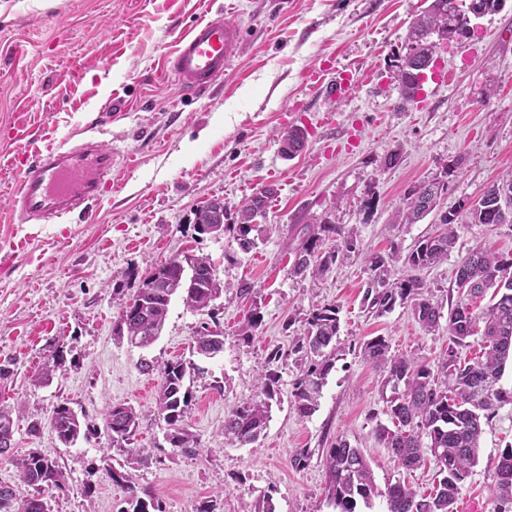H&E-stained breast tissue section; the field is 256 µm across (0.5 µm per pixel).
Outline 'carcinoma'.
<instances>
[{
	"mask_svg": "<svg viewBox=\"0 0 512 512\" xmlns=\"http://www.w3.org/2000/svg\"><path fill=\"white\" fill-rule=\"evenodd\" d=\"M473 19L470 7L459 0H431L428 8L412 23L407 53L401 59L398 79L403 95L412 99L418 89L420 72L448 37L461 33ZM303 129L294 127L281 135L282 152L292 154L305 144ZM445 183L436 181L411 191L404 224H414L433 211L439 203ZM272 190L255 192L237 212L232 224L223 225V233L232 236L238 246L248 251L257 245L260 225L256 217L264 212ZM469 224L512 223V173L500 183L490 185L466 213L450 209L441 214L439 229L418 240L403 259V273L394 269V254L372 253L367 256L368 281L363 295L365 310L376 316L391 312L396 306L411 308L414 320L431 334L440 329L442 304L433 299L420 272L448 259L456 240L455 228L461 220ZM336 241L334 248L322 249L324 240ZM357 231L335 224L309 228L296 246L293 273L323 277L341 258L356 252ZM183 258L175 256L160 264L140 280L134 294L121 309L116 321V335L135 347L150 346L160 335L174 297L194 311L208 308L219 288H206L204 282L214 269L202 267L192 274L179 276ZM457 300L448 306V350L437 368L404 355L390 354L383 336L360 343L365 361L380 371V396L390 416L391 425L377 424L375 437L399 464L415 469L434 464L439 479L428 494H419L396 482L385 493L386 512H454L461 484L472 475L478 462L483 424L502 405L512 403V389L499 382L507 363H512V257L506 258L481 246L473 248L459 262L455 278ZM492 291L494 303L476 315L469 299ZM340 307L335 303L318 305L304 319L303 335L292 348L276 347L267 356V364L293 356L299 373L292 383L291 406L301 417L316 408V402L329 372L335 367L340 349L336 339L340 327ZM260 312L246 316L241 340L248 343L261 325ZM477 336L483 346L482 356L472 363H461L457 347ZM193 350L208 358L224 350L222 333L207 326L194 336ZM188 365L169 361L161 368V383L155 397L154 412L168 427L171 447L185 455L196 454L198 438L185 423L191 391L186 385ZM277 371L266 368L258 378V393L250 401L233 407L224 418V437L239 444L254 443L266 428L272 402L278 400ZM140 415L125 403H110L104 413L105 428L112 444H127L139 427ZM49 425L58 440L76 441L82 424L66 403L54 406ZM14 422L10 411L0 409V455L13 449ZM324 493L327 503L338 512H356L359 502L369 503L377 493L370 466L362 451L339 438L323 456ZM18 485L0 484V512H47L43 494L68 491L64 472L40 450L31 449L18 463ZM33 489L25 494L22 488ZM129 508L124 512H164L152 492L128 488ZM495 499L497 512L512 508V447L500 455L496 469Z\"/></svg>",
	"mask_w": 512,
	"mask_h": 512,
	"instance_id": "1",
	"label": "carcinoma"
}]
</instances>
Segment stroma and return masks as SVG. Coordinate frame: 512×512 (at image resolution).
Listing matches in <instances>:
<instances>
[{
  "mask_svg": "<svg viewBox=\"0 0 512 512\" xmlns=\"http://www.w3.org/2000/svg\"><path fill=\"white\" fill-rule=\"evenodd\" d=\"M431 0H0V407L13 408L17 453L39 449L68 479L64 494H45L48 512H124L128 493L117 470L160 498L165 512H333L323 454L338 437L361 448L379 490L362 512H385L383 490L401 482L430 492L434 466L400 467L376 440L388 423L380 374L358 354L359 341L385 337L392 353L437 366L447 330L427 334L410 307L375 317L361 307L366 254H406L437 228L430 213L416 224L395 218L411 189L445 181L441 209L465 207L512 171V0L476 21L468 38L440 49L437 71L417 97L404 100L395 63L409 26ZM221 16L242 33L232 70L203 91L187 93L171 70L179 37L203 17ZM347 73L343 101L325 84ZM105 125L112 185L88 213L29 224L11 199L17 155L71 148ZM302 127L306 147L282 153L280 132ZM276 197L263 237L243 251L230 236H199L193 212L224 201V221L262 186ZM372 199L364 211V199ZM356 228L359 252L323 279L293 275L292 250L306 226ZM512 255V224H461L446 262L422 278L439 303L455 288L468 250ZM191 252L207 257L226 290L203 311L173 299L159 338L140 349L119 339L115 322L140 280L160 262ZM251 285L249 297L236 294ZM317 303L341 308L343 349L315 411L290 404L299 367L278 364L279 399L259 439L241 446L224 437V417L249 401L266 357L292 346ZM258 305L263 322L251 343L240 339ZM217 323L224 350L192 352L201 324ZM61 366L39 373L51 355ZM191 363L192 400L185 422L201 441L196 456L174 450L152 412L160 366ZM156 366L141 373L140 361ZM68 403L89 432L61 443L49 426ZM141 413L130 446H113L103 422L108 403ZM512 445V404L485 424L479 461L463 483L457 512H495L501 452ZM150 448L141 463L135 453ZM308 450L307 468L292 458Z\"/></svg>",
  "mask_w": 512,
  "mask_h": 512,
  "instance_id": "obj_1",
  "label": "stroma"
}]
</instances>
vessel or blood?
I'll use <instances>...</instances> for the list:
<instances>
[{
    "label": "vessel or blood",
    "mask_w": 512,
    "mask_h": 512,
    "mask_svg": "<svg viewBox=\"0 0 512 512\" xmlns=\"http://www.w3.org/2000/svg\"><path fill=\"white\" fill-rule=\"evenodd\" d=\"M240 30L221 18L197 21L180 38L172 66L181 86L202 89L228 70L239 49ZM112 154L101 140L39 156L22 169L12 204L26 219L61 218L86 209L108 182Z\"/></svg>",
    "instance_id": "b4317fda"
}]
</instances>
